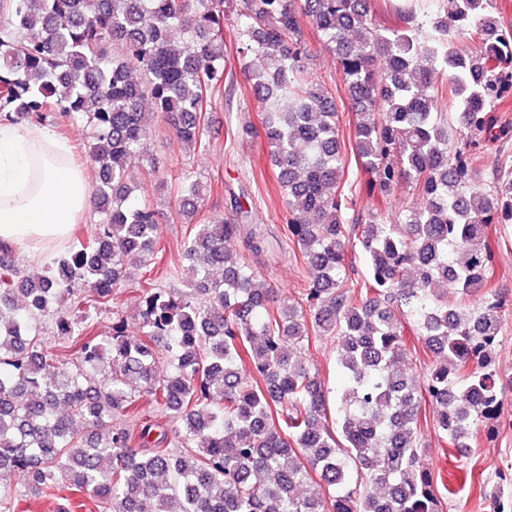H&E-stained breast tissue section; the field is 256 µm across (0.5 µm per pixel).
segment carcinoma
I'll return each instance as SVG.
<instances>
[{
  "label": "carcinoma",
  "mask_w": 512,
  "mask_h": 512,
  "mask_svg": "<svg viewBox=\"0 0 512 512\" xmlns=\"http://www.w3.org/2000/svg\"><path fill=\"white\" fill-rule=\"evenodd\" d=\"M393 5L406 26L379 28L373 0H0V114L83 126L97 173L96 227L79 248L27 269L0 244L1 475L24 473L34 495L87 491L106 512H440L422 405L448 445L466 448L501 418L498 390L512 386L495 363L512 300L495 282L491 239L512 224V159L488 188L481 168L486 147L512 135L495 112L512 95V25L492 0H437L421 42L415 4ZM305 25L336 54L347 131L309 76ZM228 34L238 57L259 60L246 79L261 127L239 132L262 135L278 170L303 298H279L247 258L265 251L260 234L229 250L249 218L237 205L183 242V287L143 290L140 336L120 318L100 340L80 305L59 306L113 300L129 261L155 252L159 211L129 177L155 168L141 103L186 150L208 149ZM346 139L364 174L357 191L341 189ZM401 186L413 201L388 224L379 204ZM174 189L182 218L210 193L185 163ZM358 193L375 205L359 208ZM399 314L432 357L419 383L394 368L406 357ZM46 317L79 364L42 348ZM312 336L336 340L333 426ZM101 369L102 383L87 384L84 371ZM139 396L172 429L126 422ZM173 440L181 452L167 450Z\"/></svg>",
  "instance_id": "obj_1"
}]
</instances>
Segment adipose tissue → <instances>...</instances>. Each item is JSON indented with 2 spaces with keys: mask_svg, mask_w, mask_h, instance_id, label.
<instances>
[{
  "mask_svg": "<svg viewBox=\"0 0 512 512\" xmlns=\"http://www.w3.org/2000/svg\"><path fill=\"white\" fill-rule=\"evenodd\" d=\"M89 196L66 141L38 125L0 122V241L36 248L66 239Z\"/></svg>",
  "mask_w": 512,
  "mask_h": 512,
  "instance_id": "1",
  "label": "adipose tissue"
}]
</instances>
